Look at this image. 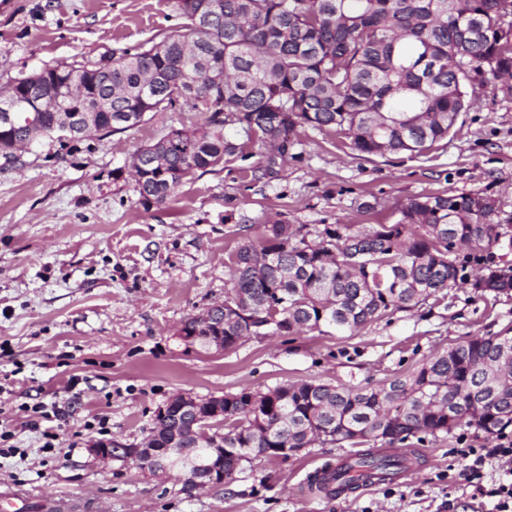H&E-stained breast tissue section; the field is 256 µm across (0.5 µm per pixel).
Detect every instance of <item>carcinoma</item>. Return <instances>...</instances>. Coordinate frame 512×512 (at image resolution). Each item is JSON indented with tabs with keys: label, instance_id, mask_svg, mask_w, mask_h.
Wrapping results in <instances>:
<instances>
[{
	"label": "carcinoma",
	"instance_id": "1",
	"mask_svg": "<svg viewBox=\"0 0 512 512\" xmlns=\"http://www.w3.org/2000/svg\"><path fill=\"white\" fill-rule=\"evenodd\" d=\"M186 23L139 49L80 64L45 65L12 81L22 94L56 93L67 112L96 113L105 134L156 112H200L140 148L131 170L140 201L161 205L196 173L275 150L264 174L310 127L341 134L367 155L429 152L448 137L486 75L512 98V0H173ZM125 121L108 127L109 118ZM34 141L20 114L0 150ZM389 224H290L263 218L230 259L224 348L240 337L355 332L480 276L474 286L512 290V266L485 271L501 226L512 223L489 194L428 193ZM270 409L274 434L257 430ZM224 469L320 442L370 444L317 480L327 494L381 481L408 459L377 450L425 435L475 428L488 442L512 433V336H472L426 357L379 388L325 382L224 394Z\"/></svg>",
	"mask_w": 512,
	"mask_h": 512
}]
</instances>
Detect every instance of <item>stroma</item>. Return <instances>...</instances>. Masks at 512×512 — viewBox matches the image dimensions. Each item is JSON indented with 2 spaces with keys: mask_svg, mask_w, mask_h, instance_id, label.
<instances>
[{
  "mask_svg": "<svg viewBox=\"0 0 512 512\" xmlns=\"http://www.w3.org/2000/svg\"><path fill=\"white\" fill-rule=\"evenodd\" d=\"M181 22L171 0H0V87L43 65L137 48ZM201 121L197 112H161L122 133L41 140L0 156V421L25 452L0 458V483L93 495L107 512H495L459 477V449L482 445L472 436L396 447L411 460L409 477L336 497L309 493L307 483L351 454L348 446L245 462L230 483L192 497L175 479L90 453L101 438L143 442L155 410L181 391L375 387L450 344L512 328V292L464 284L350 336H253L218 355L186 348L175 334L223 301L229 255L266 213L292 224H373L437 191L487 193L512 213V100L496 80L428 154L368 156L347 139L299 128L274 176L254 175L257 158L238 160L195 177L166 204L144 206L132 156ZM39 402L62 411L51 421L64 443L59 457L42 452L40 430L23 423L24 407Z\"/></svg>",
  "mask_w": 512,
  "mask_h": 512,
  "instance_id": "1",
  "label": "stroma"
}]
</instances>
